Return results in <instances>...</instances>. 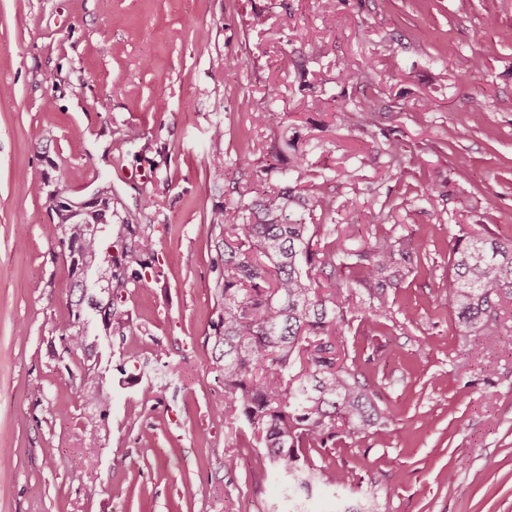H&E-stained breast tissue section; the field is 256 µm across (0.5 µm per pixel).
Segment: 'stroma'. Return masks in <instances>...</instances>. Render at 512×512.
Listing matches in <instances>:
<instances>
[{"label": "stroma", "instance_id": "stroma-1", "mask_svg": "<svg viewBox=\"0 0 512 512\" xmlns=\"http://www.w3.org/2000/svg\"><path fill=\"white\" fill-rule=\"evenodd\" d=\"M265 169L334 199L312 221L348 249L422 248L387 318L357 302L337 332L392 438L312 453L346 478L313 512L355 483L373 512H512V299L466 330L444 287L455 238H512V0H0V512H288L253 431L216 416L210 339V215ZM105 186L160 274L72 352L49 197Z\"/></svg>", "mask_w": 512, "mask_h": 512}]
</instances>
